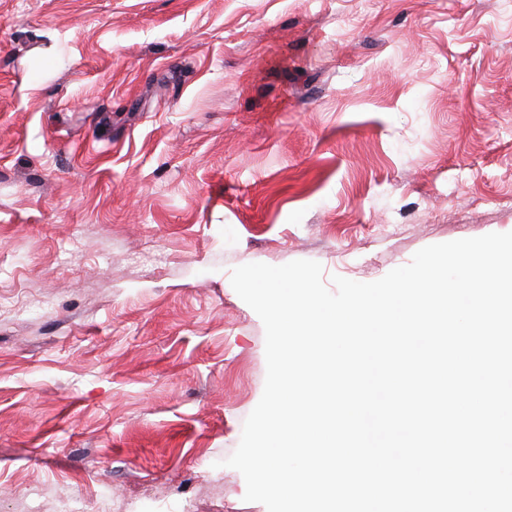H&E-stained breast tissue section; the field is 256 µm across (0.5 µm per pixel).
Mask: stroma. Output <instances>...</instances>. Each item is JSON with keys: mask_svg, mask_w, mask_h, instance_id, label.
Wrapping results in <instances>:
<instances>
[{"mask_svg": "<svg viewBox=\"0 0 512 512\" xmlns=\"http://www.w3.org/2000/svg\"><path fill=\"white\" fill-rule=\"evenodd\" d=\"M512 232V0H0V512H267L247 263Z\"/></svg>", "mask_w": 512, "mask_h": 512, "instance_id": "1", "label": "stroma"}]
</instances>
